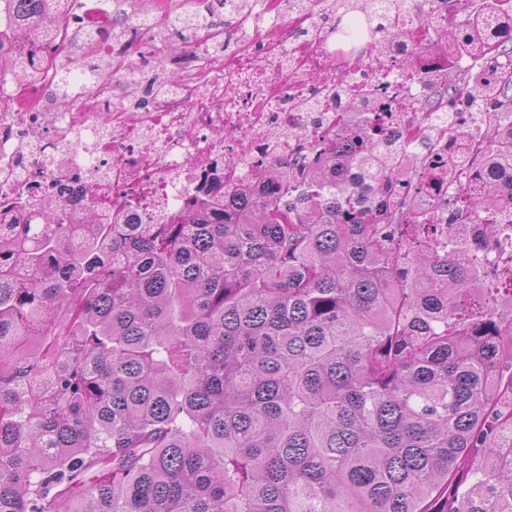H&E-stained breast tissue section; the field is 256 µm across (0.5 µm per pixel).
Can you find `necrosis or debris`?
<instances>
[{
	"instance_id": "obj_1",
	"label": "necrosis or debris",
	"mask_w": 512,
	"mask_h": 512,
	"mask_svg": "<svg viewBox=\"0 0 512 512\" xmlns=\"http://www.w3.org/2000/svg\"><path fill=\"white\" fill-rule=\"evenodd\" d=\"M170 4L67 0L51 27L12 31L0 22V57L35 76L29 84L0 70V222L34 223L51 196L70 224L83 223L91 204L101 224H176L198 197L255 192L265 168L309 154L351 111L366 148L396 140L421 162L398 186L436 242L464 263L479 252L487 286L512 279V178L448 173L452 158L488 163L492 141L512 140V113L467 86L440 112L417 109L435 73L468 67L456 42L444 55L430 49L434 30L476 36L486 20L463 13L459 0H412L396 40L376 25L353 34L348 22L327 23L317 0L289 15L282 0H253L245 16L195 35L173 60L165 93L117 101L132 67L165 51L159 31ZM223 43L233 50L216 58L211 49ZM77 54L102 71L62 112L47 93ZM485 196L496 201V225H464L468 247L457 249L448 239L455 204Z\"/></svg>"
}]
</instances>
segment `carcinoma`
<instances>
[{"label": "carcinoma", "instance_id": "obj_1", "mask_svg": "<svg viewBox=\"0 0 512 512\" xmlns=\"http://www.w3.org/2000/svg\"><path fill=\"white\" fill-rule=\"evenodd\" d=\"M49 2L0 9L53 24ZM407 7L386 5L390 32ZM485 47L512 58V27ZM473 84L512 108L511 74ZM313 163L74 250L52 198L0 227V512H512V286L431 245L414 204L373 211L410 174L398 147L353 183Z\"/></svg>", "mask_w": 512, "mask_h": 512}]
</instances>
